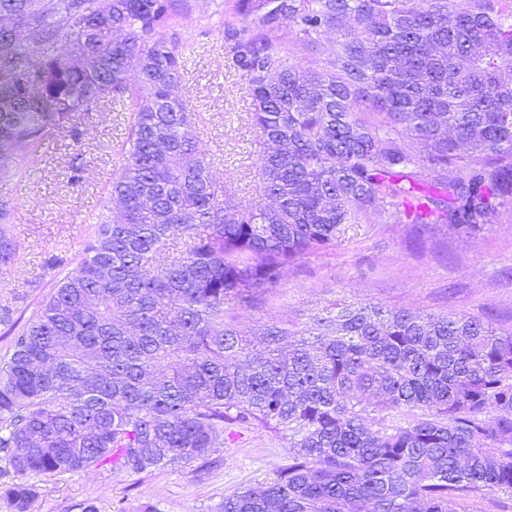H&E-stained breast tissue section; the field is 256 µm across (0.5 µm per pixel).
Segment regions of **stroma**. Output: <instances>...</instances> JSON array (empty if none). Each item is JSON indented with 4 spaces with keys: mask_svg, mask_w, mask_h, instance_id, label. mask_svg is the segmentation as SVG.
I'll use <instances>...</instances> for the list:
<instances>
[{
    "mask_svg": "<svg viewBox=\"0 0 512 512\" xmlns=\"http://www.w3.org/2000/svg\"><path fill=\"white\" fill-rule=\"evenodd\" d=\"M181 4L180 16L163 32L177 37L186 57L176 95L196 115L213 179L228 184L241 204L260 203L254 182L259 132L249 117V85L227 61L224 18L212 0ZM131 119L128 102L75 113L47 134L35 157L20 158L14 176L0 178V196L15 207L11 230L21 244L18 263L0 267V305L13 306L17 318L30 319L62 276L45 267V257L62 249L79 258L105 214V190ZM349 301L391 312L464 314L512 331V208L476 234L445 224L419 232L368 214L334 250L295 260L258 307L236 310L234 317L258 349L257 326L301 331L317 312ZM288 459L287 435L262 426L238 429L226 440L223 463L201 476L171 468L31 476L41 489L32 512H78L88 498L100 512H218L225 495L273 478Z\"/></svg>",
    "mask_w": 512,
    "mask_h": 512,
    "instance_id": "1",
    "label": "stroma"
}]
</instances>
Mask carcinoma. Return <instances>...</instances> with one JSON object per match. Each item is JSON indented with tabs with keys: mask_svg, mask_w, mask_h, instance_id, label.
I'll return each instance as SVG.
<instances>
[{
	"mask_svg": "<svg viewBox=\"0 0 512 512\" xmlns=\"http://www.w3.org/2000/svg\"><path fill=\"white\" fill-rule=\"evenodd\" d=\"M215 2L250 86L270 206L211 177L173 94L183 54L162 31L178 0H0L17 19L0 26V139L13 146L0 176L75 113L133 106L108 190L120 208L77 262L48 256L51 270L75 267L23 326L0 307L13 512L38 496L31 475L207 473L224 432L253 425L288 433L291 462L220 512H459L512 495L511 333L350 303L313 316L306 336L264 326L255 352L226 318L371 210L476 233L512 205V0ZM87 51L92 73L74 63ZM13 214L0 198V266L19 260Z\"/></svg>",
	"mask_w": 512,
	"mask_h": 512,
	"instance_id": "carcinoma-1",
	"label": "carcinoma"
}]
</instances>
